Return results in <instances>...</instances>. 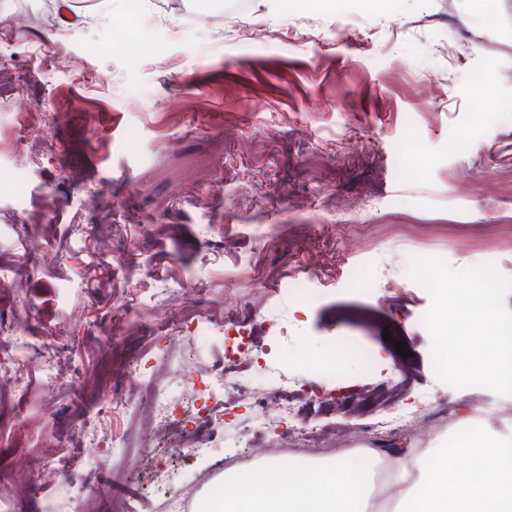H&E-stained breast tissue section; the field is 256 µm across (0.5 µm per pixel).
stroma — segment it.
Masks as SVG:
<instances>
[{"instance_id":"1","label":"stroma","mask_w":512,"mask_h":512,"mask_svg":"<svg viewBox=\"0 0 512 512\" xmlns=\"http://www.w3.org/2000/svg\"><path fill=\"white\" fill-rule=\"evenodd\" d=\"M0 21V267L23 264L0 288V331L28 311L29 347L13 353L10 379L26 392H0V449L23 457L42 440L57 454L105 462L111 494L90 496V471L69 481L33 477L26 498L0 484V512H47L56 503L85 512L113 499L127 512H162L218 461L258 460L249 444L273 446L287 423L247 428L206 454L117 459L68 439L100 403L124 393L104 375L113 344L140 339L162 352L169 311L152 292L168 282L199 290L190 315L210 321L226 306L261 323L282 304L288 334H261L266 360L297 386L311 385L297 355L353 342L371 356L327 372L337 401L384 385L394 370L387 340L344 317L377 295L349 287L352 267L374 264L394 318L416 356L400 407L429 410L430 394L457 415L478 412L499 436L512 421L476 410L483 388H453L437 373L427 324L432 298L407 274L414 256L452 267L493 263L512 278V253L488 234L512 235V0H497L489 24L482 0H247L246 18L267 40L214 21L221 0H112L110 15L70 30L46 26L54 0H9ZM317 18L327 36L290 39L286 18ZM452 41V59L435 57ZM95 82L81 79V72ZM485 75L475 85V72ZM363 215V223L352 218ZM336 256L318 300L301 305L280 289L297 264ZM64 360L79 378L49 384L42 364ZM383 415L343 418L312 409L310 429L348 421L350 448L368 445ZM134 478H127V470Z\"/></svg>"}]
</instances>
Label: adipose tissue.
<instances>
[{
	"label": "adipose tissue",
	"mask_w": 512,
	"mask_h": 512,
	"mask_svg": "<svg viewBox=\"0 0 512 512\" xmlns=\"http://www.w3.org/2000/svg\"><path fill=\"white\" fill-rule=\"evenodd\" d=\"M460 424L464 441L452 445L441 435L399 450L392 480L400 493L387 508L372 503L370 486L384 454L365 447L288 467L267 460L258 483L226 470L224 491L206 494L200 512H512V440L473 415Z\"/></svg>",
	"instance_id": "adipose-tissue-1"
}]
</instances>
